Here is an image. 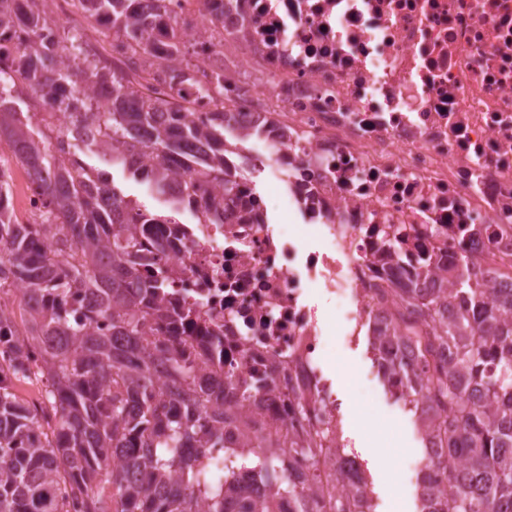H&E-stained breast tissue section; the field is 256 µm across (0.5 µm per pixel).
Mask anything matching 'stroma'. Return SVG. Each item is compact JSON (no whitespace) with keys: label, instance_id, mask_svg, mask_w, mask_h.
Masks as SVG:
<instances>
[{"label":"stroma","instance_id":"1","mask_svg":"<svg viewBox=\"0 0 512 512\" xmlns=\"http://www.w3.org/2000/svg\"><path fill=\"white\" fill-rule=\"evenodd\" d=\"M47 19L61 36H78L82 46L97 52L103 64L112 62V38L106 28L85 16L48 13ZM87 168L106 171L129 199L153 212L162 211L163 198L145 184L130 179L121 170L106 169L93 154H85ZM341 405L344 451L355 456L373 504V512H419L418 472L415 463L422 457V441L408 407L384 387L378 368L367 349L366 340L356 342L330 339L328 360L323 367ZM372 417L377 441L384 458H375L366 443L370 433L354 428L352 416Z\"/></svg>","mask_w":512,"mask_h":512}]
</instances>
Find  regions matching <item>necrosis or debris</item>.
<instances>
[{"label":"necrosis or debris","instance_id":"necrosis-or-debris-1","mask_svg":"<svg viewBox=\"0 0 512 512\" xmlns=\"http://www.w3.org/2000/svg\"><path fill=\"white\" fill-rule=\"evenodd\" d=\"M162 6L196 16V60L222 65L205 7ZM225 38L238 68L273 77L246 92L230 80L224 103L236 134L287 126L250 158L296 222L272 223L248 189L234 223L192 210L167 261L178 308L223 337L211 373L225 408L266 435L276 476L346 498L360 466L340 448L314 299L345 306L350 338L391 325L395 279L427 258L443 272L469 256L489 287L512 289V0H224ZM259 379L268 389L246 394ZM311 437L315 457L289 450Z\"/></svg>","mask_w":512,"mask_h":512}]
</instances>
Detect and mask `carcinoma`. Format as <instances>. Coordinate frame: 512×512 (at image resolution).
I'll return each mask as SVG.
<instances>
[{"instance_id":"cac0c4a2","label":"carcinoma","mask_w":512,"mask_h":512,"mask_svg":"<svg viewBox=\"0 0 512 512\" xmlns=\"http://www.w3.org/2000/svg\"><path fill=\"white\" fill-rule=\"evenodd\" d=\"M16 0H0V29L19 20ZM25 37L0 68V138L44 199L41 221L21 224L10 206V174L0 168V291L19 285L25 333L0 309V512H109L94 491L112 477L114 512H278L280 500L304 497L286 479L258 503L244 485L196 468L186 448H222L235 433L257 473L275 460L224 408V386L200 360L221 358L218 336L188 334L176 318L166 266L169 225L184 206L202 202L211 224L228 223L241 182L224 173L228 113L202 119L181 104V89L224 102V70L207 75L186 59L176 23L146 0H78L107 20L124 60L100 65L97 53L60 37L25 0ZM102 85L112 98L92 106ZM65 87L81 95L60 97ZM39 112L16 110L20 89ZM39 117L55 141L33 126ZM110 156L112 166L168 197L159 216L128 199L104 174L73 158L79 144ZM152 154L155 163L144 158ZM443 300L461 309L436 319ZM395 329L414 343L424 376L401 359L377 358L384 379L408 377L439 413L446 441L448 490L422 472L421 512H512V292L488 297L462 273L442 278L430 298L417 285L394 297ZM39 376L45 402L21 403L15 383ZM488 401L475 402L469 387Z\"/></svg>"}]
</instances>
